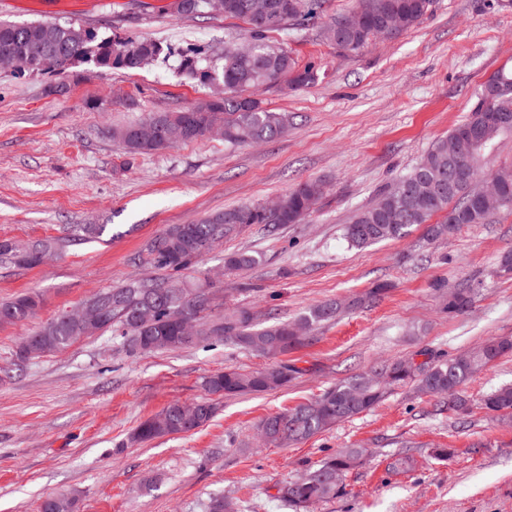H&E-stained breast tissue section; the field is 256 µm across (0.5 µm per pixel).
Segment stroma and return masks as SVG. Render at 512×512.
<instances>
[{"mask_svg":"<svg viewBox=\"0 0 512 512\" xmlns=\"http://www.w3.org/2000/svg\"><path fill=\"white\" fill-rule=\"evenodd\" d=\"M170 3L0 0V20L73 24L176 50L194 45L213 60L248 38L242 20L181 17ZM270 40L287 44L298 65L314 64L317 75L299 90L259 92L265 107L290 117L287 133L260 145L209 138L129 156L113 127L214 92L172 59L135 72L92 63L62 75L0 69V240L64 241L46 263L0 273V301L22 294L39 301L24 323L0 326V367L14 362L23 336L93 292L152 276L129 258L169 225L269 203L306 181L322 183L324 193L304 223L274 233L246 227L187 270V281L210 283L219 312L245 308L261 321L272 312L292 321L318 302H348L379 283L387 293L314 327L282 355L297 369L288 386L221 398L207 425L144 444L131 442L134 429L171 402L200 400L204 377L227 367L261 370L270 359L218 338L135 354L123 338L100 332L27 360L0 382V512H40L59 495L76 496V512H208L215 496L237 512H296L279 487L343 448L366 449L365 462L308 512H512V421L475 406L459 414L447 399L409 386L298 443L257 435L268 416L383 361L422 350L451 357L512 337V275L496 273L512 251V212L432 243L421 226L360 251L343 237L355 209L461 122L491 74L512 69V0L492 8L435 0L415 28L353 54L314 29ZM83 224L106 230L67 244ZM238 250L259 254L261 265L226 269L225 257ZM439 280L478 288L472 308L443 314L433 288ZM438 448L454 454L438 460ZM404 456L411 467L396 469Z\"/></svg>","mask_w":512,"mask_h":512,"instance_id":"1","label":"stroma"}]
</instances>
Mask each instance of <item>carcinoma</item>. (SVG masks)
<instances>
[{
  "instance_id": "carcinoma-1",
  "label": "carcinoma",
  "mask_w": 512,
  "mask_h": 512,
  "mask_svg": "<svg viewBox=\"0 0 512 512\" xmlns=\"http://www.w3.org/2000/svg\"><path fill=\"white\" fill-rule=\"evenodd\" d=\"M189 7L179 12L184 17H198L216 10L226 17L237 18L248 25L250 46L245 50L224 49L221 64L216 66L202 57V51L190 47L179 52V68L190 76L199 75L224 86V97L204 101L175 112L148 113L146 120L162 118L165 124L158 138L144 144L137 140L140 123L112 130V137L122 142L130 156L152 154L192 143L207 137V124L224 128V143L236 146L243 143H268L288 131V115L262 106L255 93L281 81L291 87H303L314 82V67L297 69L296 62L285 44L274 45L269 35L282 31L290 23L312 26L321 31L326 42L350 53H357L376 40H387L418 25L433 6V0H355L352 13L356 21L341 27L346 15L327 17L326 0H274L277 7L266 19H256L252 11L259 8L257 0H185ZM395 17L400 27L392 32L383 27V21ZM71 33L73 38L60 55L48 58L45 71L62 74L81 63L92 62L101 68L118 67L139 70L148 59H159L165 53L162 44L148 39L123 38L117 35L101 38L97 32L71 24L57 30L53 22L14 24L0 21V55L20 59L27 57L29 45L36 40H47L59 33ZM512 114V70L504 69L491 75L481 87L466 117L448 135L437 139L421 160L407 173L398 176L381 189L375 206L353 213L344 228V238L356 249L382 241L408 236L412 228L427 225V241L445 239L463 224H484L489 218L507 209L499 197L512 199V166L496 167L491 156L505 139H512V127L496 125L490 116ZM474 132L482 142L478 170L495 182L498 195L489 196L481 203L470 201L467 192L466 170L472 168L473 157L468 154H448V139ZM322 194L320 184L303 182L279 199L274 208L261 203L245 204L192 224H173L153 239L145 249L132 258L136 266H148L167 273L159 279H134L129 284L108 288L87 298L105 309L103 328L127 339L128 345L141 353L187 346L182 340L181 325L168 319L172 306L184 305L187 314L196 322L197 335L207 340L220 336L224 341L242 349L276 358L302 340L291 332L293 323L277 321L261 326L254 316L241 309L210 321L204 313L211 310L210 289L182 281L183 272L197 264L204 256L205 244L217 245L253 224L276 226L300 224L309 215V201ZM449 213L453 222L444 218L431 219ZM59 241L47 239L29 246L30 253L19 257L11 248V241L0 240V263L15 268L32 267L39 263L38 255L58 249ZM261 258L248 251L235 252L224 259L230 270L251 269ZM442 281L434 289L442 293L443 310L454 317L466 312L473 304L478 290L467 283L456 287V292L444 291ZM38 302L31 295L18 296L0 303V324H18L26 321ZM342 312L336 301L311 306L300 321L308 327L333 321ZM91 332L75 323H64L55 317L37 332L24 339L16 352L15 367L27 361V345L37 343L43 353L64 350ZM512 352V339L491 338L463 355L451 358L443 354L421 352L425 360L414 371L406 359L382 363L371 373L359 374L325 389L314 401L300 404L286 413L267 417L259 431L267 443H287L307 439L320 431L349 419L377 405L394 387L413 385L424 395L446 396L455 410L468 409L467 400L459 396L460 387L472 376L500 357ZM297 373L286 363L266 370L242 373L228 368L216 372L203 381V389L210 396L237 395L276 390L288 383ZM486 413L501 419L512 418V387H501L480 400ZM215 405L208 399L198 402L194 414L184 405L173 402L160 414L144 421L135 432V439L149 441L166 435L187 433L211 421ZM363 457L360 448H344L332 454L309 470L300 479L278 489L279 498L299 508H308L336 495L340 478L357 467ZM74 499L52 497L43 501L41 512H73Z\"/></svg>"
}]
</instances>
